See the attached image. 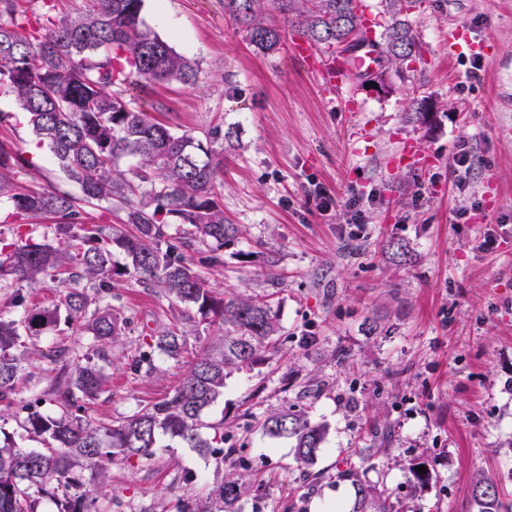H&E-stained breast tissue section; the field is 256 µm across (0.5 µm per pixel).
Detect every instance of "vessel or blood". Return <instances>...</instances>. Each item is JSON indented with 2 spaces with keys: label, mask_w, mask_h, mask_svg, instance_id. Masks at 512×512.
I'll use <instances>...</instances> for the list:
<instances>
[{
  "label": "vessel or blood",
  "mask_w": 512,
  "mask_h": 512,
  "mask_svg": "<svg viewBox=\"0 0 512 512\" xmlns=\"http://www.w3.org/2000/svg\"><path fill=\"white\" fill-rule=\"evenodd\" d=\"M290 51L309 68L323 98L330 102L338 100L339 93L351 71L363 72L372 69L377 57L376 49L367 47L361 54L355 56L352 64L348 65L320 52L298 36L292 38Z\"/></svg>",
  "instance_id": "obj_1"
}]
</instances>
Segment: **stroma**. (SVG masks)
<instances>
[{
  "label": "stroma",
  "mask_w": 512,
  "mask_h": 512,
  "mask_svg": "<svg viewBox=\"0 0 512 512\" xmlns=\"http://www.w3.org/2000/svg\"><path fill=\"white\" fill-rule=\"evenodd\" d=\"M270 17L285 42L266 56L224 0H144L146 24L196 60L199 79L154 85L138 103L201 142L224 134V216L241 235L201 271L217 293L272 296L279 331L267 361L230 375L204 415L235 448L224 465L172 442L152 460L115 462L100 508L176 512L235 466L260 480L241 512H353L354 487L336 476L347 461L393 512H468L481 472L512 503V0H425L409 18L422 56L407 76L387 71L382 90L348 80L334 103L291 54L287 22ZM455 25L466 40L452 51ZM417 98L433 104L430 124L410 120ZM407 139L431 154L428 167L390 164ZM460 148L469 161L458 170ZM313 182L331 192V211L308 202ZM491 230L499 245L482 249ZM127 263L113 249L118 342L100 360L90 334L63 324L21 338L25 377L1 428L15 431L16 406L49 398L62 375L96 361L107 382L85 415L121 420L172 393L220 334V322L200 324L179 357L141 362L150 335L179 324L184 307L123 275ZM291 407L329 427L312 465L262 432L268 412ZM418 466L427 480L414 477Z\"/></svg>",
  "instance_id": "1"
}]
</instances>
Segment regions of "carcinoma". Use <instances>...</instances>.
I'll return each mask as SVG.
<instances>
[{
  "label": "carcinoma",
  "mask_w": 512,
  "mask_h": 512,
  "mask_svg": "<svg viewBox=\"0 0 512 512\" xmlns=\"http://www.w3.org/2000/svg\"><path fill=\"white\" fill-rule=\"evenodd\" d=\"M295 33L317 49L336 53V44L364 45L367 31L358 0H224L248 44L262 54L278 50L280 29L267 19V2ZM59 0H42L43 12L21 10V0H0V94L14 98L39 145L52 155L64 181L80 189L76 196L55 186L37 190L29 184L32 163L0 143V199L8 200L14 223L33 217L57 219L52 235L33 224L11 236L0 231V281L14 288L16 317L0 314V401L15 392L22 359L11 353L22 336L40 337L61 321L84 326L99 345L119 338L112 313V280L124 274L148 281L168 299L186 307L184 326L151 337L148 347L176 358L188 332L209 318L224 333L190 366L172 394L147 404L114 423L93 424L80 415L105 384V374L90 363L76 367L65 387L53 391L52 409L35 410L17 420L42 447L24 449L12 433L0 429V512H38L49 497L57 512H100L107 472L117 459L149 461L163 447L161 436L178 438L190 448L224 453V430L206 424L205 409L224 394L234 371H248L275 349L278 314L272 303L242 292L214 294L188 255L194 243L206 244L216 261L224 246L239 238L238 225L224 218L219 203L223 181L221 130L205 147L193 135L176 133L151 117L128 95V88L178 82L194 85L197 64L152 31L142 17L144 0H87L84 13L60 12ZM387 20L378 45L380 73H403L422 56L408 21L424 0H384ZM133 158L134 167L120 168ZM124 212L130 231L83 223L84 206ZM171 224H188L184 236L168 233ZM122 249L128 265L112 268V248ZM50 278L65 287L52 306H38L19 288ZM213 433L205 435L202 429ZM262 430L271 438L294 442L297 460L309 465L326 441L328 427L304 410L269 413ZM93 468L99 482L85 486L80 471ZM337 476L352 482L354 512H392L386 501L358 479L351 465ZM252 482L229 473L215 495L224 512H240ZM474 512H512L496 482L477 477L471 490Z\"/></svg>",
  "instance_id": "1"
}]
</instances>
